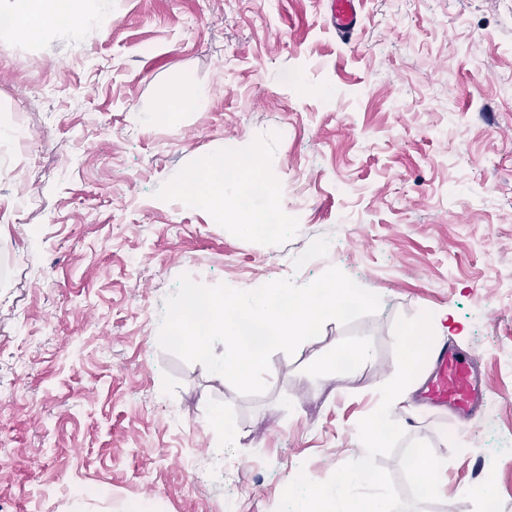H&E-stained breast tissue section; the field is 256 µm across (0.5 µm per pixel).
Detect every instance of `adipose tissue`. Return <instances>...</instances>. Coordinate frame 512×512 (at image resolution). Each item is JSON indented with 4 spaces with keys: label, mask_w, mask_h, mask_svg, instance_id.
<instances>
[{
    "label": "adipose tissue",
    "mask_w": 512,
    "mask_h": 512,
    "mask_svg": "<svg viewBox=\"0 0 512 512\" xmlns=\"http://www.w3.org/2000/svg\"><path fill=\"white\" fill-rule=\"evenodd\" d=\"M0 16L11 20L1 32L13 38L35 39L46 22H67L72 29L89 25L105 26L110 12L101 10L96 0H0ZM260 162L251 158L242 165L217 154L197 164L179 185L180 197L190 205L211 212L220 221L238 226L245 234L263 235L268 208L258 202L243 210L225 203L227 191L245 196L252 191V180Z\"/></svg>",
    "instance_id": "adipose-tissue-1"
}]
</instances>
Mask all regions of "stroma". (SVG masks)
<instances>
[{"label": "stroma", "instance_id": "1", "mask_svg": "<svg viewBox=\"0 0 512 512\" xmlns=\"http://www.w3.org/2000/svg\"><path fill=\"white\" fill-rule=\"evenodd\" d=\"M109 7L106 28L0 47V512H276L298 474L361 458L395 322L424 312L447 313L433 344L469 355L488 400L465 426L392 409L446 464L419 512H482L488 495L512 512V0H362L348 43L325 0ZM181 72L211 105L173 125L157 108ZM253 148L274 236L176 193L199 160ZM44 163L54 177L20 192ZM320 237L328 253L294 270ZM332 267L379 311L274 353L262 395L158 346L182 276L249 291ZM357 340L366 361L308 376Z\"/></svg>", "mask_w": 512, "mask_h": 512}]
</instances>
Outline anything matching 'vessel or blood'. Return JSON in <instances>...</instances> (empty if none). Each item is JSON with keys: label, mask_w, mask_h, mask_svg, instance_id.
<instances>
[{"label": "vessel or blood", "mask_w": 512, "mask_h": 512, "mask_svg": "<svg viewBox=\"0 0 512 512\" xmlns=\"http://www.w3.org/2000/svg\"><path fill=\"white\" fill-rule=\"evenodd\" d=\"M361 0H326L328 23L342 40H350L360 22ZM433 375L423 396L430 405L450 408L456 416H471L483 401L477 374L464 353L440 348L432 354Z\"/></svg>", "instance_id": "1"}]
</instances>
